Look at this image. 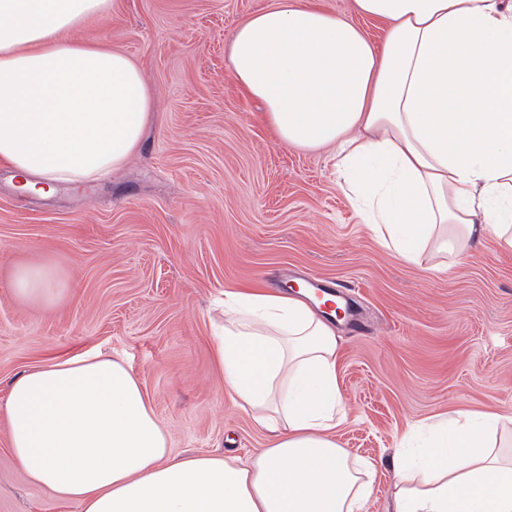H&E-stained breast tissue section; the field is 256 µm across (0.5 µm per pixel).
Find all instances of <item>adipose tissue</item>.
Segmentation results:
<instances>
[{
    "mask_svg": "<svg viewBox=\"0 0 512 512\" xmlns=\"http://www.w3.org/2000/svg\"><path fill=\"white\" fill-rule=\"evenodd\" d=\"M387 22L374 45L306 0H271L237 28L230 71L284 145L332 146L365 224L404 262L512 248V0H354ZM112 0H0V163L23 193L53 194L122 167L153 99L138 64L69 34ZM26 302L69 290L51 262L14 268ZM216 361L271 435L248 462L171 459L165 430L124 362L54 358L15 379L12 456L82 512H363L370 464L339 448L334 327L278 292L224 294ZM512 413L456 411L392 463L395 512H512V458L490 444Z\"/></svg>",
    "mask_w": 512,
    "mask_h": 512,
    "instance_id": "1",
    "label": "adipose tissue"
}]
</instances>
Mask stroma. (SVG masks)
<instances>
[{
	"mask_svg": "<svg viewBox=\"0 0 512 512\" xmlns=\"http://www.w3.org/2000/svg\"><path fill=\"white\" fill-rule=\"evenodd\" d=\"M269 2L112 0L76 36L141 67L154 112L139 147L109 178L46 198L14 191L0 166V512H81L31 483L7 446L11 382L56 356L123 361L173 458L268 447L214 355L229 289L344 287L334 437L374 466L364 512H392L408 431L456 410L512 411V251L484 241L445 273L429 252L406 263L370 233L330 151L278 141L228 60L236 28ZM32 260L68 278L56 305L16 299L12 269Z\"/></svg>",
	"mask_w": 512,
	"mask_h": 512,
	"instance_id": "1",
	"label": "stroma"
}]
</instances>
